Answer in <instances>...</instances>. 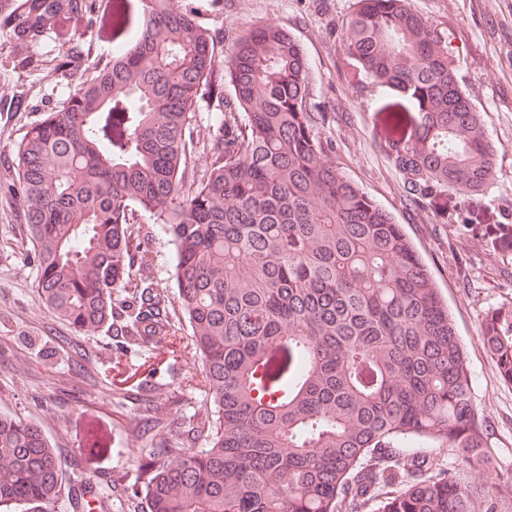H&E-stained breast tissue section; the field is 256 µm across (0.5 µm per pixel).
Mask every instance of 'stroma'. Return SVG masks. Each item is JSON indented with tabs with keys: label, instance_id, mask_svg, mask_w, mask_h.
Instances as JSON below:
<instances>
[{
	"label": "stroma",
	"instance_id": "obj_1",
	"mask_svg": "<svg viewBox=\"0 0 512 512\" xmlns=\"http://www.w3.org/2000/svg\"><path fill=\"white\" fill-rule=\"evenodd\" d=\"M355 0H218L214 20L232 40L255 21L278 25L295 38L326 114L320 127L332 159L402 224L448 302L472 377V395L486 421L498 473L458 471L457 480L477 512L494 500L512 512V494H491L499 476L512 474V385L478 339L486 312L512 302V249L478 232L481 223L512 224V0H411L445 32L460 85L482 113L495 145V170L476 197L412 198L384 149L374 111L378 99L358 96L342 65L346 23ZM0 45V97L27 93L20 106L0 113V412L37 426L57 453L61 479L51 498L30 512H72L71 497L88 483L100 512H144L148 476L137 459L154 441L177 437L211 405L192 330L178 301L174 251L164 225L141 216L147 275L169 297L171 331L160 345L103 331L77 334L44 303L39 267L22 206L9 192L7 163L26 129L54 110L73 87L12 71ZM134 376L127 387L117 373Z\"/></svg>",
	"mask_w": 512,
	"mask_h": 512
}]
</instances>
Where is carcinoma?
I'll use <instances>...</instances> for the list:
<instances>
[{
  "label": "carcinoma",
  "mask_w": 512,
  "mask_h": 512,
  "mask_svg": "<svg viewBox=\"0 0 512 512\" xmlns=\"http://www.w3.org/2000/svg\"><path fill=\"white\" fill-rule=\"evenodd\" d=\"M130 7L0 0V33L13 70L75 82L13 160L44 302L79 334L167 336L139 216L174 248L214 414L194 427L203 447L141 456L148 512H473L451 470L392 452L418 438L462 468L496 464L448 305L403 226L331 159L296 40L255 23L224 48L205 5L173 0H138L131 38ZM63 25L69 47L37 54ZM88 29L111 34V57H91ZM343 51L350 85L384 92V145L413 195L480 194L495 147L444 32L410 0H356ZM478 339L512 385V303ZM59 477L41 430L0 413V512L50 499Z\"/></svg>",
  "instance_id": "obj_1"
}]
</instances>
